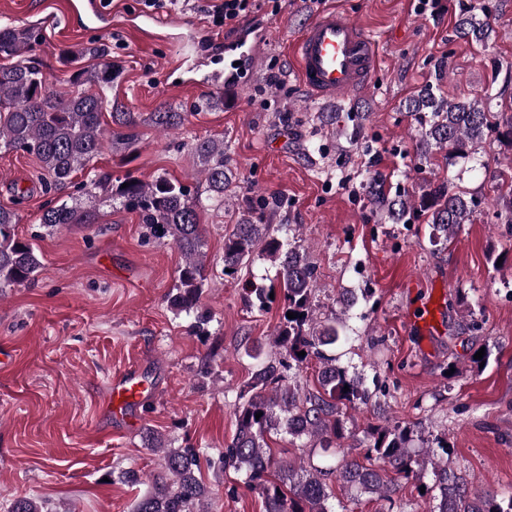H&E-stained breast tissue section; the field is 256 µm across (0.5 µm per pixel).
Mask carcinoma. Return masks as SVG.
<instances>
[{"instance_id":"1","label":"carcinoma","mask_w":512,"mask_h":512,"mask_svg":"<svg viewBox=\"0 0 512 512\" xmlns=\"http://www.w3.org/2000/svg\"><path fill=\"white\" fill-rule=\"evenodd\" d=\"M461 37L477 44L488 41V22L475 13V7L462 6L457 24ZM37 28L4 26L0 28V58L13 59L0 64V149L22 150L35 155L49 185L63 188L72 175L87 169L110 146L130 150L138 140L133 132L134 116L115 104L109 116L116 130L102 125L105 90L112 88L117 70L103 47L86 52L66 50L63 61L69 66L68 81L74 91L61 96L49 90V78L39 63L21 52H33L40 43ZM92 54L102 62L82 65ZM407 114L420 129L416 144L419 161H427L435 152L442 154L446 168L459 161H475L479 150L491 135L512 148V116L492 111L490 97L455 101L444 97L440 89L428 85L405 103ZM185 115L162 109L150 115L151 124L168 131L184 124ZM195 155L203 165L211 199L224 203L228 169L224 161V140L205 138L195 143ZM128 187L112 185L111 175L98 176L86 190L97 198L96 190L110 187L109 200H117L126 209L138 213L141 222L159 240L167 239L183 256L175 292L167 297L170 308L197 315L194 328L205 332L209 316L199 311L205 287L204 229L198 221L197 203L189 197L185 185L159 176L150 182L127 177ZM371 209L393 222L408 215L423 220L430 239L445 244L460 227L473 223L482 212V197L461 189L446 179H437L413 204L409 196L391 194L382 177L375 175L367 187ZM496 217L512 224V189L499 194ZM16 210L0 206V291L30 283L41 267L35 248L16 233ZM40 223L49 230L96 223V209L82 200L69 198L44 210ZM284 225L264 223L263 213L246 218L224 236V268L233 277L248 264L260 248L278 266L279 289H244V300L251 308L264 311L273 300L269 294H282L286 311L297 314L283 317L276 328L272 345L277 352L266 354L263 347L245 349L254 360L251 380L238 396L235 410L236 432L230 444L220 452L217 464L244 476V484L265 501L266 512H334L331 504L334 487L351 491L355 497L375 494L393 512L394 495L400 485L387 477L392 472L405 480L414 479L426 467L432 468L433 501L430 512H512V497L500 500L494 495H476L453 470L448 460V437L440 436L421 455L412 454V431L406 427L368 426L363 440L349 448L336 442L355 433L348 430V409L368 404L373 393L364 386L361 375L339 363L332 354L336 345L348 338L346 318L337 315L322 322L315 316L314 299L317 269L306 250L285 247L281 239ZM306 355L301 356L299 352ZM318 363V387L306 388L300 371L312 361ZM348 391H343L344 386ZM261 417H256V413ZM271 434L289 437L295 443L323 451L335 449V464L323 465L303 459L293 462L275 460L267 438ZM146 447L162 454L161 471L154 475L150 490L140 497L134 512H207L204 501L208 490L198 478L200 452L190 446L170 447L162 436L152 434ZM10 512H52L46 503L34 498H19Z\"/></svg>"}]
</instances>
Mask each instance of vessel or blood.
<instances>
[{
    "mask_svg": "<svg viewBox=\"0 0 512 512\" xmlns=\"http://www.w3.org/2000/svg\"><path fill=\"white\" fill-rule=\"evenodd\" d=\"M299 80L313 98L338 101L365 88L376 65V44L361 25L339 10L316 14L290 45ZM147 386L135 370L114 376L103 409L115 422H130L146 399Z\"/></svg>",
    "mask_w": 512,
    "mask_h": 512,
    "instance_id": "1",
    "label": "vessel or blood"
}]
</instances>
